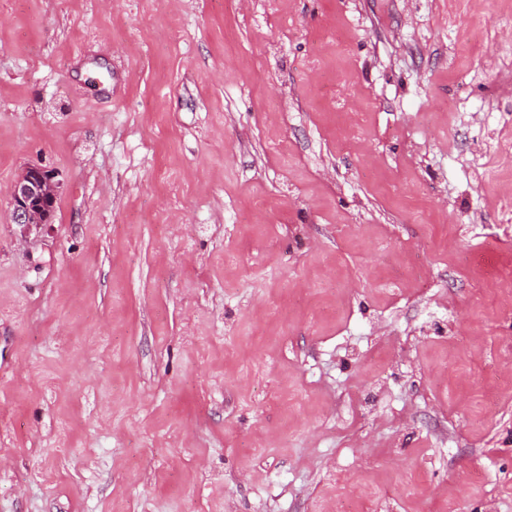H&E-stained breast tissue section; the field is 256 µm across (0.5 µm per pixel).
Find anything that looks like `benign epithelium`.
<instances>
[{
    "mask_svg": "<svg viewBox=\"0 0 512 512\" xmlns=\"http://www.w3.org/2000/svg\"><path fill=\"white\" fill-rule=\"evenodd\" d=\"M54 173L42 166H30L12 185L10 204L14 223L27 227L49 223L50 205L57 200Z\"/></svg>",
    "mask_w": 512,
    "mask_h": 512,
    "instance_id": "1",
    "label": "benign epithelium"
}]
</instances>
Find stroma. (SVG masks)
Masks as SVG:
<instances>
[{
	"instance_id": "35a3bbf8",
	"label": "stroma",
	"mask_w": 512,
	"mask_h": 512,
	"mask_svg": "<svg viewBox=\"0 0 512 512\" xmlns=\"http://www.w3.org/2000/svg\"><path fill=\"white\" fill-rule=\"evenodd\" d=\"M510 196L512 0H0V512H512ZM54 173L42 166H30L12 185L10 204L15 224L27 227L48 224L51 204L57 200L58 191ZM57 203L52 207L55 212Z\"/></svg>"
}]
</instances>
